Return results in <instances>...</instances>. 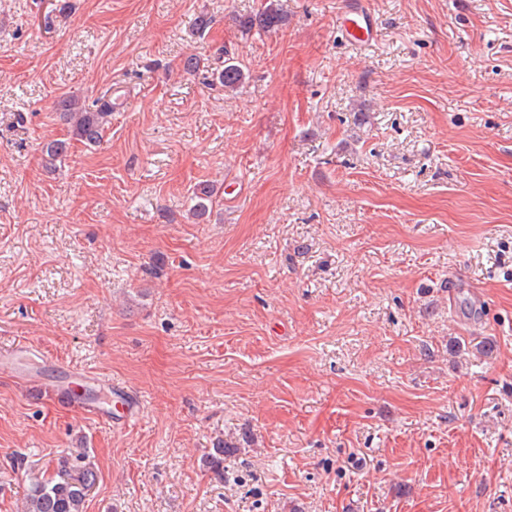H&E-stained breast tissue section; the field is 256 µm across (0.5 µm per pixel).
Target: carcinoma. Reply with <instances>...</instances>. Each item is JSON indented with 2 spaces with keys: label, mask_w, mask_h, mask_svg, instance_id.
<instances>
[{
  "label": "carcinoma",
  "mask_w": 512,
  "mask_h": 512,
  "mask_svg": "<svg viewBox=\"0 0 512 512\" xmlns=\"http://www.w3.org/2000/svg\"><path fill=\"white\" fill-rule=\"evenodd\" d=\"M284 22V16L275 4L270 3L254 13L246 21L249 26L274 30ZM217 79L224 88L234 90L244 80L242 68L231 60L224 62L223 68L216 71ZM59 119L68 124L73 137L85 144L100 143L105 126L112 116V96L104 94L87 106L73 96L62 98ZM69 142L52 140L45 144L46 163L54 165L66 157ZM213 189L203 186L194 193L193 214L200 217L206 214ZM96 482V473L82 463V456L62 461L57 476L52 478L35 477L32 479L25 512H84L89 490Z\"/></svg>",
  "instance_id": "obj_1"
}]
</instances>
